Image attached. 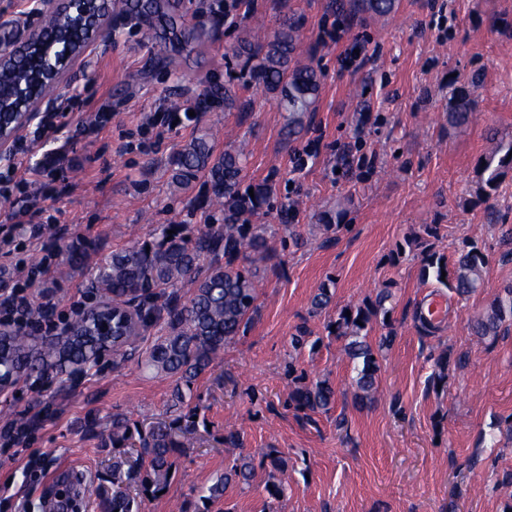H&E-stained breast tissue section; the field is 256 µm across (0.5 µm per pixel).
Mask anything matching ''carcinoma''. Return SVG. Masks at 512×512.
Returning <instances> with one entry per match:
<instances>
[{
	"instance_id": "carcinoma-1",
	"label": "carcinoma",
	"mask_w": 512,
	"mask_h": 512,
	"mask_svg": "<svg viewBox=\"0 0 512 512\" xmlns=\"http://www.w3.org/2000/svg\"><path fill=\"white\" fill-rule=\"evenodd\" d=\"M357 9L375 15L391 13L395 0H355ZM101 10L134 17L153 33L154 38L169 45L170 63L187 60L219 34V25L208 28L186 20L184 0H102ZM40 46L23 50L14 60L0 67V115L10 119L17 106L18 87H30L43 99H56L60 88L44 76L40 54L66 45L81 47L88 38L82 18L74 15L65 21L60 14L43 15L39 25ZM295 22L284 21L272 39L261 35L244 39L233 54L243 59L244 69L252 82L277 93L291 114L287 135L303 129L302 115L309 111L321 86V75L311 64L293 61ZM216 103L231 110L236 95L227 85L211 84L199 95L193 109L206 110ZM476 104L464 89L455 90L448 101V125L469 124ZM247 154L242 147L215 154L210 134L193 138L171 162V184L187 187L197 180L206 188L205 202L222 213L220 224H161L149 240L102 253L90 242H77L60 248L63 272L90 271L91 286L104 303H112V316L76 312L69 322V335L59 337L43 347L40 357L30 351L36 337L21 328L0 337V377L21 373L44 376L52 360L91 367L104 356L105 343L112 345L117 356L135 354L136 347L123 350L130 340H142L154 327L162 334L140 355V362L159 374L174 379L172 408L175 417L141 430L121 416H112V427L101 434L102 440L121 450L120 460L112 463V493L100 494V512H140V501L123 491L129 483L137 484L143 498H154L167 490L183 453L182 437L195 429L196 409H185L186 397L192 394L196 380L247 330L257 310L258 292L252 264L256 257L272 253L266 237L267 225L251 224L249 218L277 209L281 226L293 227L296 210L282 202L274 207L272 181L243 185ZM512 166V140L499 139L481 162V174L487 187H497L503 169ZM254 194H249V190ZM425 236L409 242L420 250L421 271L433 277L459 296L470 295L483 284L488 255L471 244L458 250L452 260L436 252L430 239L439 237V229L428 225ZM96 254L89 264L90 254ZM192 294L182 300L180 289ZM389 295L382 293L373 304L343 309L336 319V338H347L344 350L355 364L357 400L370 401L379 380L378 356L392 341L380 337L377 344L368 341L369 326L378 314L389 316L385 307ZM414 323L424 336L440 327L430 321L418 307ZM512 323V285L505 286L492 304L471 319L472 333L480 338L495 339ZM295 387L290 405L296 410L327 413L336 401V391L327 379L307 381L302 373L294 377ZM262 465L269 469L271 481L265 490L274 500L281 497L284 483L276 474L285 470V460L276 453L265 456ZM254 474L253 460L245 455L233 458L224 474L211 485L199 490L203 512L208 504L222 498L233 483L247 484Z\"/></svg>"
}]
</instances>
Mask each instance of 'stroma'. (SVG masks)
<instances>
[{
  "instance_id": "obj_1",
  "label": "stroma",
  "mask_w": 512,
  "mask_h": 512,
  "mask_svg": "<svg viewBox=\"0 0 512 512\" xmlns=\"http://www.w3.org/2000/svg\"><path fill=\"white\" fill-rule=\"evenodd\" d=\"M352 0H240L203 57L172 67L136 20L113 18L61 86L82 93L91 110L109 113L95 131L76 134L84 115L63 116V136H75L72 166L46 173L43 205L60 224L61 244L77 238L103 252L151 237L157 224H212L200 183H170L172 159L192 138L213 132L216 152L245 146L246 179H273L278 195L298 209L299 245L272 239V256L257 260L258 312L247 332L201 375L189 436L167 491L144 500L141 512H196L198 487L210 485L236 452L257 462L251 485H231L209 512H512V329L497 339L472 335L469 320L512 283V261H501L500 239L512 231V169L497 191L480 179V160L493 137L512 138V0H447L434 23L428 0H396L386 16L361 13ZM38 0H0V40L19 45ZM297 23L295 53L313 63L321 88L306 129L286 139L287 111L276 94L250 83L232 49L250 28L273 35ZM348 21L350 37L377 56L364 68L341 69V46L323 31ZM233 84L238 106H215L194 120H163L149 140L137 129L167 103L196 96L208 82ZM467 86L477 102L468 126L447 122L453 89ZM360 141V163L337 172L336 151ZM307 154L304 169L295 155ZM74 186L59 196L63 183ZM342 214L345 226L325 228L322 215ZM440 227L437 252L452 256L476 243L488 256L483 288L467 298L423 278L405 241ZM333 299L320 313L311 300L321 284ZM392 293L389 318H374L371 342L393 334L380 361L371 403L356 401L353 364L344 340L330 335L339 311ZM432 294L446 295L449 314L436 336L418 332L413 311ZM308 326L317 347L293 349ZM468 354L435 382L439 354ZM309 379H329L336 403L329 413L288 409L293 383L287 364ZM65 364L54 381L21 375L0 394V428L22 419L30 432L18 457L0 455V512H45L65 469L83 470L81 512H99L115 454L101 433L120 414L129 423L166 420L173 379L133 361L106 357L82 376ZM239 432L241 449L224 443ZM278 452L287 462L286 494L269 500L260 461Z\"/></svg>"
}]
</instances>
